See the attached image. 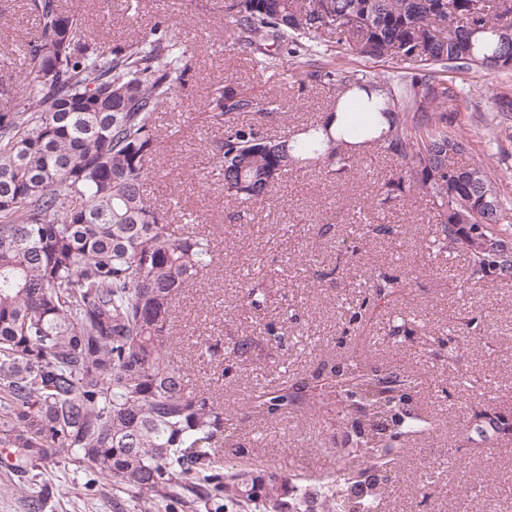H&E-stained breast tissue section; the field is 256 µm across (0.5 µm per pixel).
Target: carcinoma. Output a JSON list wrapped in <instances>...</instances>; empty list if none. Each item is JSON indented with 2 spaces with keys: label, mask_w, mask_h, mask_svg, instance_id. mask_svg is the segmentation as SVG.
I'll use <instances>...</instances> for the list:
<instances>
[{
  "label": "carcinoma",
  "mask_w": 512,
  "mask_h": 512,
  "mask_svg": "<svg viewBox=\"0 0 512 512\" xmlns=\"http://www.w3.org/2000/svg\"><path fill=\"white\" fill-rule=\"evenodd\" d=\"M38 30L27 46L22 103L0 112V446L14 470L31 474L22 488L29 512H44L62 485L39 479L47 467L90 469L123 491L181 512H378L400 466L402 441L433 423L412 407L416 385L397 369L354 353L330 369L356 381L339 397L344 430L336 474L289 479L228 459L236 427L224 403L190 379L179 359L173 312L185 290L216 264L213 234L172 224L146 193L160 155L158 111L176 96L190 69L180 21H158L142 35L103 46L56 0H29ZM230 47L249 50L265 68L305 58L300 82L336 91L323 120L271 137L258 120L276 100L213 84L211 118L224 139L211 149V174L224 196L264 204L289 172L322 165L334 179L359 171L352 149L377 148L396 171L378 186V203L414 192L428 198L442 228L439 246L468 254L459 289L495 275L512 280V206L469 139L452 129L460 92L439 73L453 67L512 71V0H224ZM357 53L396 55L412 63L399 75L344 68ZM492 95L512 112V87ZM347 118L337 130L336 109ZM492 241L471 244V232ZM370 303L390 305L401 278L366 272ZM253 272L245 296L261 307ZM415 320L396 314L389 335L410 339ZM253 341L224 356L198 336L195 352L221 376L241 363ZM307 382L256 394L251 414L274 417L309 402ZM476 430L512 431V416L491 403L473 411Z\"/></svg>",
  "instance_id": "1"
}]
</instances>
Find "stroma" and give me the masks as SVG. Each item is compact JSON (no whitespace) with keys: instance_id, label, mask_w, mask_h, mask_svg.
Here are the masks:
<instances>
[{"instance_id":"1","label":"stroma","mask_w":512,"mask_h":512,"mask_svg":"<svg viewBox=\"0 0 512 512\" xmlns=\"http://www.w3.org/2000/svg\"><path fill=\"white\" fill-rule=\"evenodd\" d=\"M27 2L0 0V112L21 100L26 45L36 27ZM57 2L107 45L135 39L166 16L182 20L191 71L183 93L158 113L161 165L148 191L172 223L201 215L218 229L220 260L202 286L181 297L176 332L213 337L227 350L253 339L239 369L217 388L226 411L237 417V442L249 450L244 464L282 476L334 473V442L343 436L333 411L334 390L323 392L316 405L276 418L248 416L246 403L262 385L311 377L323 363L357 349L372 363L416 378L414 405L436 421L429 434L404 442L398 480L379 512H465L469 505L476 512H512V432L496 434L475 450L461 441L472 406L484 396L512 414V281L492 275L457 290L467 276L466 256L428 249L435 228L426 199L407 194L381 208L373 205L377 186L394 167L375 150L361 156V171L354 175L327 179L314 165L290 172L276 188V204L255 206L246 223H239L237 204L225 199L221 181L210 175L212 144L224 136L223 125L206 115L212 84L224 78L231 86L276 96L282 107L262 125L269 134L319 121L333 104L331 88L299 83L293 66L280 74L263 70L246 53L226 47L223 0H139L132 10L125 0ZM452 77L461 89L457 124L512 202V116L499 114L487 93L493 84L512 85V74L459 68ZM368 224H391L398 232L369 236ZM281 227L286 235H278ZM252 263L262 268L269 292L261 317L249 313L244 296V273ZM368 268L407 281L397 306L424 324V336L388 340L393 307L386 304L366 313L364 322L349 323L366 291ZM285 305L295 309L298 320L284 325L282 340L275 343L264 325ZM459 314L481 317L496 342L489 354L479 336L460 339L463 366L478 381L474 388L457 385L454 368L436 357L430 344ZM46 476L61 482L64 492L46 512H141L131 493L113 490L93 471L65 475L51 468Z\"/></svg>"}]
</instances>
